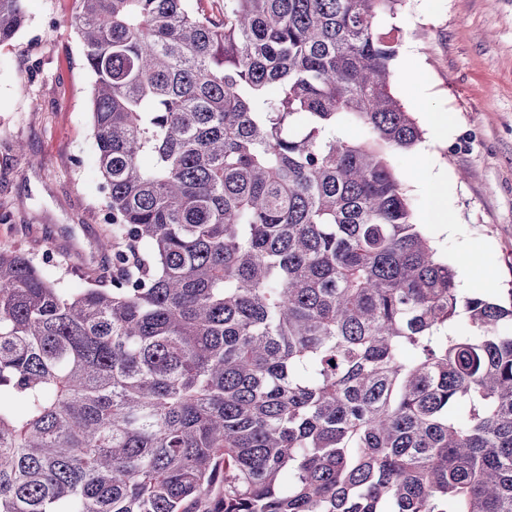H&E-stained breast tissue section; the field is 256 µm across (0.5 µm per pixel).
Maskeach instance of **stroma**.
<instances>
[{
  "mask_svg": "<svg viewBox=\"0 0 512 512\" xmlns=\"http://www.w3.org/2000/svg\"><path fill=\"white\" fill-rule=\"evenodd\" d=\"M75 8L76 0H29L24 27L0 46V251H26L79 290L109 282L98 242L112 226ZM381 26L400 36L393 91L423 132L393 160L414 219L430 204L425 184L441 180L451 222L426 230L458 288L480 284L512 301V0H405ZM410 53L415 75L401 62ZM437 116L450 127L442 139L431 132ZM66 265L79 275L63 274Z\"/></svg>",
  "mask_w": 512,
  "mask_h": 512,
  "instance_id": "1",
  "label": "stroma"
}]
</instances>
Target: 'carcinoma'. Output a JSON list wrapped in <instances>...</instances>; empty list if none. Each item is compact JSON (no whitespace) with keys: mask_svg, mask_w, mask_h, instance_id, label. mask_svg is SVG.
I'll return each mask as SVG.
<instances>
[{"mask_svg":"<svg viewBox=\"0 0 512 512\" xmlns=\"http://www.w3.org/2000/svg\"><path fill=\"white\" fill-rule=\"evenodd\" d=\"M202 2L77 0L112 276L0 251V512H512V303L390 160L404 0Z\"/></svg>","mask_w":512,"mask_h":512,"instance_id":"obj_1","label":"carcinoma"}]
</instances>
